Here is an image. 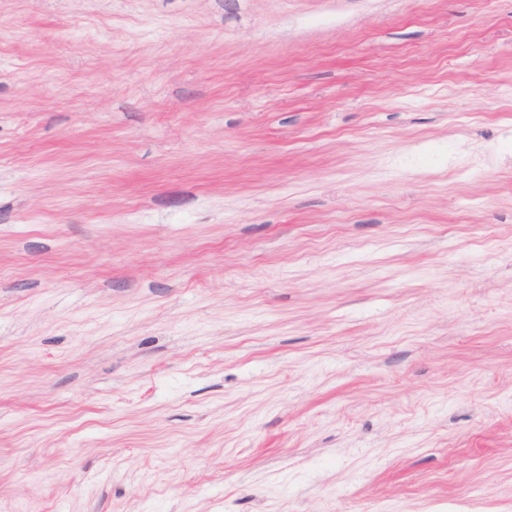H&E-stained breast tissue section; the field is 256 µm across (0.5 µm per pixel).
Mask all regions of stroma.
<instances>
[{"mask_svg": "<svg viewBox=\"0 0 512 512\" xmlns=\"http://www.w3.org/2000/svg\"><path fill=\"white\" fill-rule=\"evenodd\" d=\"M0 512H512V0H0Z\"/></svg>", "mask_w": 512, "mask_h": 512, "instance_id": "35a3bbf8", "label": "stroma"}]
</instances>
